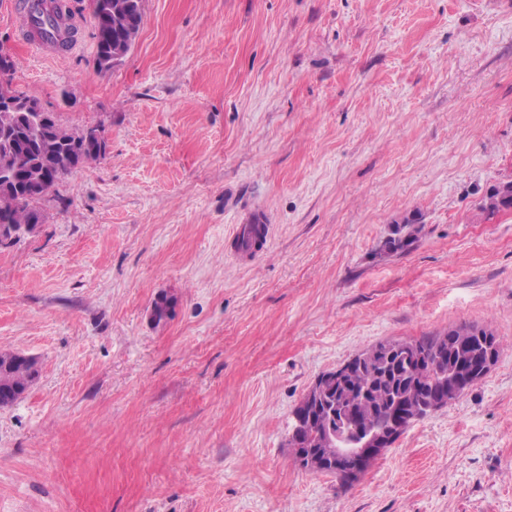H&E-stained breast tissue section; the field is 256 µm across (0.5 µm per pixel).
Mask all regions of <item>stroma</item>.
Here are the masks:
<instances>
[{
  "label": "stroma",
  "instance_id": "1",
  "mask_svg": "<svg viewBox=\"0 0 512 512\" xmlns=\"http://www.w3.org/2000/svg\"><path fill=\"white\" fill-rule=\"evenodd\" d=\"M11 2L14 86L109 148L0 248V350L39 366L0 408V512H512V212L480 208L512 180V0H144L107 72L91 0L60 58ZM462 323L501 343L485 378L352 485L294 464L320 374ZM419 218L416 215L407 217L403 224H396L397 228L394 234L397 237H392L385 247L387 253H397L408 249L415 241V235L418 231L414 224H419Z\"/></svg>",
  "mask_w": 512,
  "mask_h": 512
}]
</instances>
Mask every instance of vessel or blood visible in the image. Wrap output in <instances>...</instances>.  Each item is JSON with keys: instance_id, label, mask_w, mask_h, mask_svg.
<instances>
[{"instance_id": "vessel-or-blood-1", "label": "vessel or blood", "mask_w": 512, "mask_h": 512, "mask_svg": "<svg viewBox=\"0 0 512 512\" xmlns=\"http://www.w3.org/2000/svg\"><path fill=\"white\" fill-rule=\"evenodd\" d=\"M63 0L48 4L47 0H24L14 14V24L22 39L46 55L73 50L77 38L73 19L64 13Z\"/></svg>"}]
</instances>
